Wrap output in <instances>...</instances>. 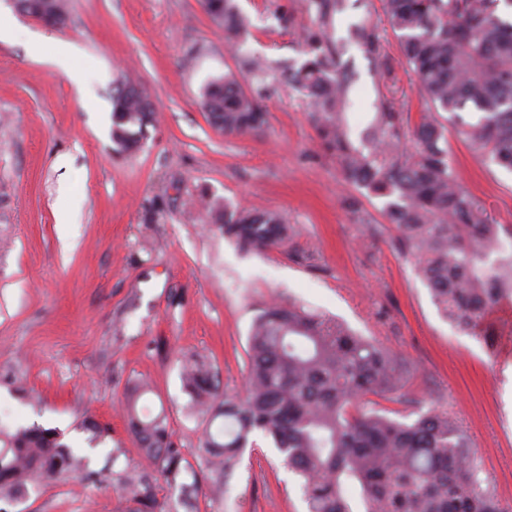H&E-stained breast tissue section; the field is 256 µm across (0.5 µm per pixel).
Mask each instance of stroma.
<instances>
[{"instance_id": "35a3bbf8", "label": "stroma", "mask_w": 512, "mask_h": 512, "mask_svg": "<svg viewBox=\"0 0 512 512\" xmlns=\"http://www.w3.org/2000/svg\"><path fill=\"white\" fill-rule=\"evenodd\" d=\"M52 28L0 0V424L55 429L86 459L91 476L40 480L0 512H126L122 474L147 471L120 402L148 383L144 408L166 411L175 443L198 466L204 419L181 381L182 359L205 358L225 395L241 394L248 334L271 301H293L346 324L408 363L403 421L419 410L448 413L480 460L481 479L512 512V302L484 323L492 341L441 318L413 264L369 238L345 205L357 190L321 144L311 109L271 87L262 132L214 129L206 84L245 61L303 59L301 36L316 27L308 0H238L247 40L228 49L200 0H69ZM324 33L342 50L355 129L384 106L418 119L426 100L381 21L380 0H347ZM377 23L379 56L351 35ZM69 52L81 78L36 62L33 37ZM125 71L149 96L155 120L137 154H116L112 83ZM448 150L461 185L498 224L512 225V171L474 156L456 133ZM206 197L280 212L292 242L241 250L214 226ZM69 203V223L58 205ZM101 429L92 437L85 423ZM226 492L196 471L197 512H306L302 480L273 443L253 437Z\"/></svg>"}]
</instances>
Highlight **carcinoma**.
Returning <instances> with one entry per match:
<instances>
[{
    "label": "carcinoma",
    "mask_w": 512,
    "mask_h": 512,
    "mask_svg": "<svg viewBox=\"0 0 512 512\" xmlns=\"http://www.w3.org/2000/svg\"><path fill=\"white\" fill-rule=\"evenodd\" d=\"M346 0H314L318 25L302 38L306 59L278 71L277 81L309 99L318 137L336 155L348 181L365 197L384 202L385 223L398 236L438 312L456 330L475 332L484 317L512 300V226L495 224L479 199L458 182L448 159V124L470 151L512 170V20L499 11L512 0H381L407 66L431 104L411 131L402 113L387 106L370 118L353 144L346 113L349 84L339 75L336 50L322 36ZM26 16L67 24L64 0H16ZM211 19L234 46L249 35L236 0H203ZM369 54L379 51L373 30L355 26ZM249 88L229 72L211 81L203 108L230 135L263 129L259 98L268 67L247 61ZM154 108L136 85L120 80L112 91V142L137 152ZM224 236L242 249L262 252L294 236L273 210L229 203L209 205ZM352 221L372 238L380 234L360 200L348 202ZM248 375L242 396L222 398L217 374L204 360L186 361L182 381L207 416L201 456L211 485L228 486L252 437L270 438L289 469L303 480L308 512H502L478 479L469 440L448 415L430 408L412 422L360 406L368 395L392 400L400 393L405 360L336 319L290 303L270 304L255 317L248 337ZM145 385L126 390V428L153 474L125 477L129 512H158L157 485L181 490L195 508L200 486L173 441L164 412L139 409ZM85 472L83 461L40 425L14 431L0 425V500H18L44 478Z\"/></svg>",
    "instance_id": "1"
}]
</instances>
